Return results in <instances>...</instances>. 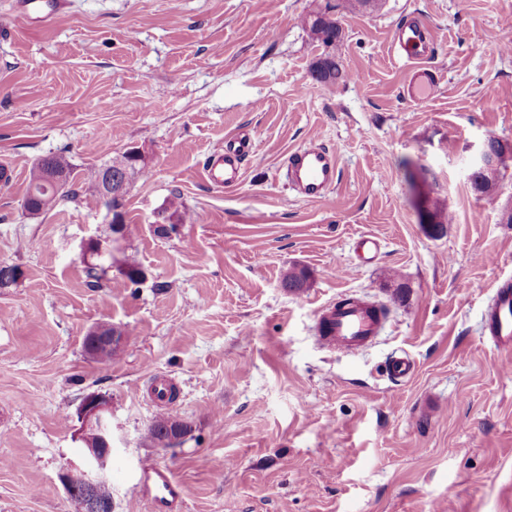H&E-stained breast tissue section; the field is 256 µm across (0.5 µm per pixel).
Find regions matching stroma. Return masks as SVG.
<instances>
[{"label":"stroma","instance_id":"stroma-1","mask_svg":"<svg viewBox=\"0 0 512 512\" xmlns=\"http://www.w3.org/2000/svg\"><path fill=\"white\" fill-rule=\"evenodd\" d=\"M47 25L19 26L0 0V512H76L59 479L82 465L78 409L112 407V512H153L140 462L170 470L182 512H512V372L483 339L499 282L512 280V168L479 195L467 168L484 139L512 142V0H383L342 12L348 81L311 77L323 51L300 18L342 0H67ZM435 40L436 86L417 103L391 53L396 28ZM246 132L260 160L240 184L203 167ZM339 158L335 190L299 199L285 159L311 137ZM146 177L124 202L123 255L89 286L82 252L111 237L80 190L52 210L23 208L29 172L58 154L77 170L130 149ZM180 197L177 234L152 226ZM450 210L442 235L419 201ZM378 238L372 261L356 240ZM309 286L286 291L289 267ZM343 297L387 307L365 347L321 344L320 310ZM122 329L112 361L88 331ZM406 356L405 382L389 373ZM172 379L169 405L192 427L172 448L145 441L158 411L146 389Z\"/></svg>","mask_w":512,"mask_h":512}]
</instances>
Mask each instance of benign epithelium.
<instances>
[{"label":"benign epithelium","mask_w":512,"mask_h":512,"mask_svg":"<svg viewBox=\"0 0 512 512\" xmlns=\"http://www.w3.org/2000/svg\"><path fill=\"white\" fill-rule=\"evenodd\" d=\"M500 168L499 155L491 147V139H485L477 155L470 164L469 174L476 172L493 173ZM130 183L112 185L106 180L102 189L100 202L108 211L111 223H121L120 214L122 203L129 190ZM97 335L105 332L112 346L122 347L123 331L110 324L104 323L93 329ZM81 426L78 439L84 444V468L79 471L66 470L60 474V481L67 496L76 499V488L82 484L93 488L106 479L105 471L112 457V408L109 401L98 394L87 396L79 410Z\"/></svg>","instance_id":"benign-epithelium-1"}]
</instances>
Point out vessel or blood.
<instances>
[{
    "label": "vessel or blood",
    "instance_id": "vessel-or-blood-1",
    "mask_svg": "<svg viewBox=\"0 0 512 512\" xmlns=\"http://www.w3.org/2000/svg\"><path fill=\"white\" fill-rule=\"evenodd\" d=\"M62 0H16L14 18L23 26L33 21L50 22ZM394 42L412 60H425L432 50V38L417 22H409L397 29ZM256 153L250 135L240 134L224 142L221 153L210 155L204 166L206 180L214 186L232 188L243 176L247 163L255 161ZM288 182L296 196L305 201L324 197L338 182V156L319 138H312L306 146L293 150L286 159ZM327 326L323 343L329 348L352 352L364 347L378 333L381 321L373 305L348 299L325 307L320 314ZM484 338L497 350L512 353V282H501L492 305L484 315ZM144 487L155 500L158 512H178L181 491L170 472L157 463H141Z\"/></svg>",
    "mask_w": 512,
    "mask_h": 512
}]
</instances>
